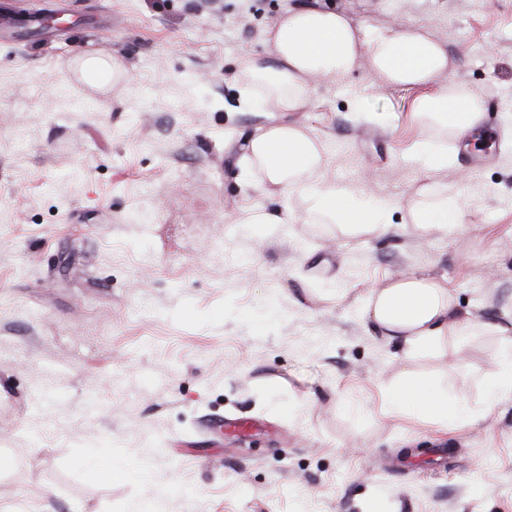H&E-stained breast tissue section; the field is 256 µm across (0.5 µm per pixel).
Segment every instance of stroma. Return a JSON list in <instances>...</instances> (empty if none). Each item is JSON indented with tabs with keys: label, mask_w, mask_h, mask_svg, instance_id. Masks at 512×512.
Wrapping results in <instances>:
<instances>
[{
	"label": "stroma",
	"mask_w": 512,
	"mask_h": 512,
	"mask_svg": "<svg viewBox=\"0 0 512 512\" xmlns=\"http://www.w3.org/2000/svg\"><path fill=\"white\" fill-rule=\"evenodd\" d=\"M291 2L0 0V512H512V396L484 400L502 336L408 355L364 315L416 273L512 322V0H323L430 29L486 114L483 166L425 169L413 91L365 71L289 113L327 180L392 203L386 232L243 174L266 117L240 111L238 61L269 55ZM44 10L63 18L49 42L12 38ZM82 52L123 71L90 86ZM442 192L462 216L423 233L411 211ZM258 207L287 223H251ZM410 383L465 398L469 421L390 411Z\"/></svg>",
	"instance_id": "1"
}]
</instances>
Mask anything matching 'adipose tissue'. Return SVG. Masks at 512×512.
Instances as JSON below:
<instances>
[{"label":"adipose tissue","mask_w":512,"mask_h":512,"mask_svg":"<svg viewBox=\"0 0 512 512\" xmlns=\"http://www.w3.org/2000/svg\"><path fill=\"white\" fill-rule=\"evenodd\" d=\"M269 59L243 55L239 71L247 84L240 109L271 114L258 126L243 157L246 170L259 171L267 192L299 191L315 212L354 226L387 229L390 206L361 200L348 188L324 181L317 141L288 122L287 115L306 107L312 83L340 79L363 68L388 87L417 90L411 117L435 129V136L415 143L412 156L424 166L453 164L466 137L483 120L480 100L457 82L441 85L455 63L425 28L362 25L346 14L320 5L284 10L267 31ZM373 330L414 353L435 346L448 336H464L476 326L460 317L454 294L444 280L403 275L372 288L365 306ZM402 413L437 422L468 416L464 399L447 400L441 393L417 385L397 390L390 399Z\"/></svg>","instance_id":"adipose-tissue-1"}]
</instances>
